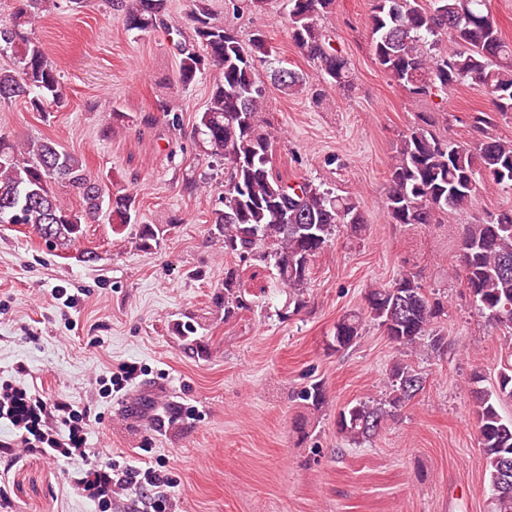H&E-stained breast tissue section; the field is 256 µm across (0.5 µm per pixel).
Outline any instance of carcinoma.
Masks as SVG:
<instances>
[{
  "label": "carcinoma",
  "instance_id": "cac0c4a2",
  "mask_svg": "<svg viewBox=\"0 0 512 512\" xmlns=\"http://www.w3.org/2000/svg\"><path fill=\"white\" fill-rule=\"evenodd\" d=\"M11 22L0 24V52H11L13 66L0 67V103L24 99L38 112L59 106L65 93L61 76L28 26L55 6V0H12ZM335 0H288L290 36L325 82L352 88L349 60L319 28L318 17ZM129 29L162 28L179 39L178 81L188 85L216 65L221 77L204 111L198 113L194 134L206 144L208 163L224 167L228 179L220 207L214 209L211 233L224 244V254L239 264L224 268V291L213 303L224 310V321L251 308L241 288L240 263L258 257L274 267L289 291L296 314L305 304L313 261L333 245L344 227L352 234L365 229L366 219L350 196L337 195L309 179L289 182L274 169V136L258 124L266 98L256 64L273 56L266 32L252 33L243 43L237 30L216 21L205 4L191 14L192 38H184L169 20L168 0H108ZM374 59L397 85L414 96L447 93L468 84L491 103V109L470 116L469 139L438 135L431 120L419 117L402 136L389 165L384 208L392 224H440L453 211L472 205L490 187L512 190V141L491 133L497 119L512 115V43L501 35L488 0H372L367 24ZM451 37L460 49L442 53L441 37ZM271 79L294 95L306 83L295 69L275 67ZM65 184L82 198L78 211L63 208L53 185ZM107 210L112 231L131 224L136 197L127 192L104 194L98 180L75 154L50 139L17 142L0 133V224H25L48 244L80 245L85 225ZM165 232L162 224H139L135 244L153 249ZM455 273L486 320L512 344V207L489 212L460 232ZM444 303L428 293L417 276L400 272L391 283L365 293L364 316L339 319L332 348L350 347L361 335L363 317L377 322L389 340L414 352L442 354L448 347L435 325ZM425 378L412 365L396 361L387 374L380 398H360L338 413V432L353 444L375 438L387 421L418 396L412 383ZM482 376L471 378L478 445L485 461L492 512H512V416L502 413L512 403V354L490 387ZM296 398L312 410L327 403L326 389L316 381L302 387Z\"/></svg>",
  "mask_w": 512,
  "mask_h": 512
}]
</instances>
